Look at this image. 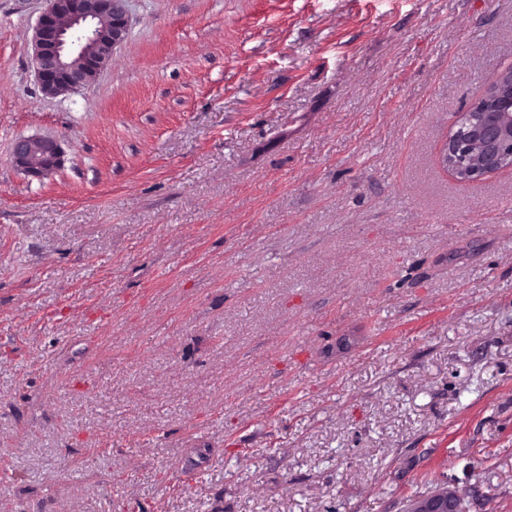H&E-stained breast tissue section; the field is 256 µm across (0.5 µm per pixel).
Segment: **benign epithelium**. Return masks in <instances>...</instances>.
I'll return each instance as SVG.
<instances>
[{"label": "benign epithelium", "mask_w": 512, "mask_h": 512, "mask_svg": "<svg viewBox=\"0 0 512 512\" xmlns=\"http://www.w3.org/2000/svg\"><path fill=\"white\" fill-rule=\"evenodd\" d=\"M126 0H47L32 37L35 73L43 92L76 93L92 83L114 50L127 38ZM466 124L448 135L443 164L459 180L471 182L512 164V94H502L491 112H465ZM64 163L60 142L49 136L15 140L11 164L39 180L51 177ZM459 489L443 484L417 497L411 512H462Z\"/></svg>", "instance_id": "7a95c632"}]
</instances>
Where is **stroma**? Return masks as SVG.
<instances>
[{
  "mask_svg": "<svg viewBox=\"0 0 512 512\" xmlns=\"http://www.w3.org/2000/svg\"><path fill=\"white\" fill-rule=\"evenodd\" d=\"M45 5L0 0V512H512V167L440 163L512 0H128L66 97ZM64 163V150L53 137L32 135L15 140L11 164L25 176L39 180L51 177ZM462 498L459 489L440 485L430 493L417 497L410 512H460Z\"/></svg>",
  "mask_w": 512,
  "mask_h": 512,
  "instance_id": "obj_1",
  "label": "stroma"
}]
</instances>
